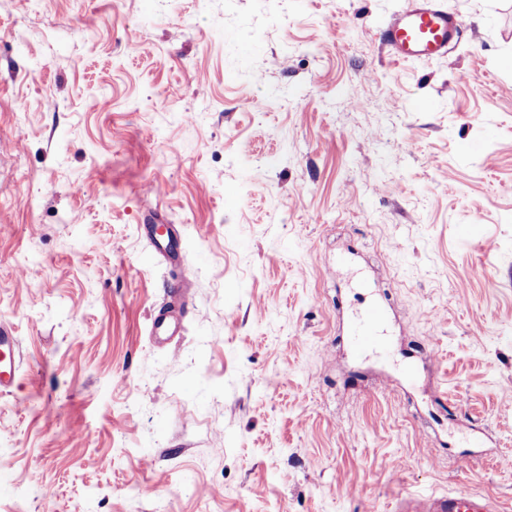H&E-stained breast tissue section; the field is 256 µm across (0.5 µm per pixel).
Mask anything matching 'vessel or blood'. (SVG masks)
<instances>
[{"mask_svg": "<svg viewBox=\"0 0 512 512\" xmlns=\"http://www.w3.org/2000/svg\"><path fill=\"white\" fill-rule=\"evenodd\" d=\"M463 31L461 19L442 0H411L408 8L378 25L376 34L398 61L432 60L448 53L451 42ZM389 317L383 305L368 302L349 325L355 351L369 352L383 346ZM22 350L12 327L0 321V393L11 392ZM395 512H492L489 501L468 490L450 495L404 496Z\"/></svg>", "mask_w": 512, "mask_h": 512, "instance_id": "b4317fda", "label": "vessel or blood"}]
</instances>
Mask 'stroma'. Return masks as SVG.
Returning a JSON list of instances; mask_svg holds the SVG:
<instances>
[{
	"mask_svg": "<svg viewBox=\"0 0 512 512\" xmlns=\"http://www.w3.org/2000/svg\"><path fill=\"white\" fill-rule=\"evenodd\" d=\"M408 3L0 0V512H512V0ZM462 31L461 19L441 0H412L408 8L378 25L376 35L395 60L407 62L447 55ZM388 323L383 305L378 301L368 302L347 329L348 335L353 337L354 350L369 352L382 348ZM22 350L12 327L0 321V393H9L15 382L16 370L22 360ZM396 512H491L489 501L471 491L460 489L451 495L404 496L398 498Z\"/></svg>",
	"mask_w": 512,
	"mask_h": 512,
	"instance_id": "1",
	"label": "stroma"
}]
</instances>
